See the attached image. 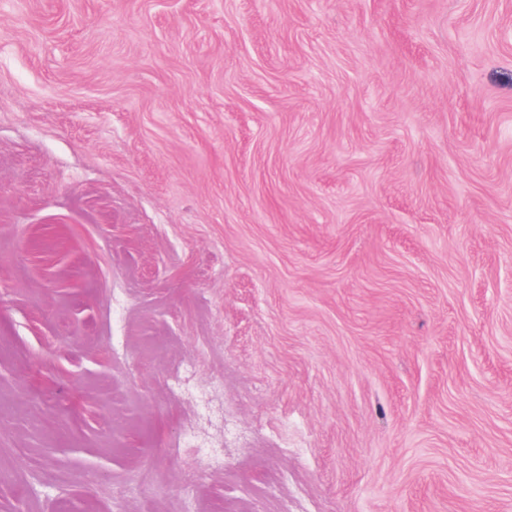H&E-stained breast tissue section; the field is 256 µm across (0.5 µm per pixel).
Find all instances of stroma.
<instances>
[{
  "instance_id": "stroma-1",
  "label": "stroma",
  "mask_w": 512,
  "mask_h": 512,
  "mask_svg": "<svg viewBox=\"0 0 512 512\" xmlns=\"http://www.w3.org/2000/svg\"><path fill=\"white\" fill-rule=\"evenodd\" d=\"M0 512H512V0H0Z\"/></svg>"
}]
</instances>
